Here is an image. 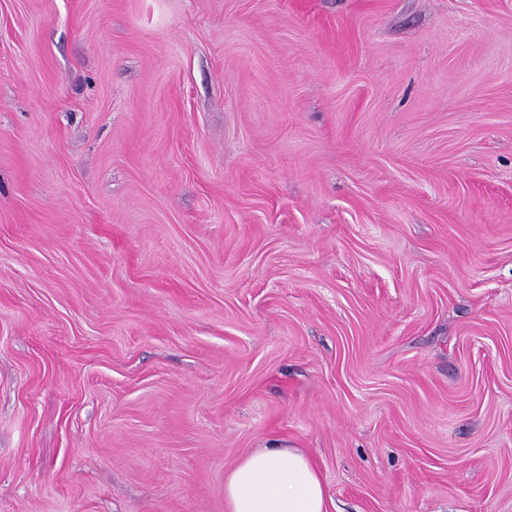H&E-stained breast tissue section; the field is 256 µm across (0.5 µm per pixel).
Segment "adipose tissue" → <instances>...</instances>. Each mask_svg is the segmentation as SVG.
Instances as JSON below:
<instances>
[{
  "instance_id": "ef3b65f1",
  "label": "adipose tissue",
  "mask_w": 512,
  "mask_h": 512,
  "mask_svg": "<svg viewBox=\"0 0 512 512\" xmlns=\"http://www.w3.org/2000/svg\"><path fill=\"white\" fill-rule=\"evenodd\" d=\"M329 502L317 467L298 448L247 454L224 478L225 512H329Z\"/></svg>"
}]
</instances>
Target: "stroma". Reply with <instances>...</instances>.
I'll return each instance as SVG.
<instances>
[{
    "instance_id": "obj_1",
    "label": "stroma",
    "mask_w": 512,
    "mask_h": 512,
    "mask_svg": "<svg viewBox=\"0 0 512 512\" xmlns=\"http://www.w3.org/2000/svg\"><path fill=\"white\" fill-rule=\"evenodd\" d=\"M512 512V0H0V512ZM331 501L311 458L299 448H263L224 477L226 512H329Z\"/></svg>"
}]
</instances>
